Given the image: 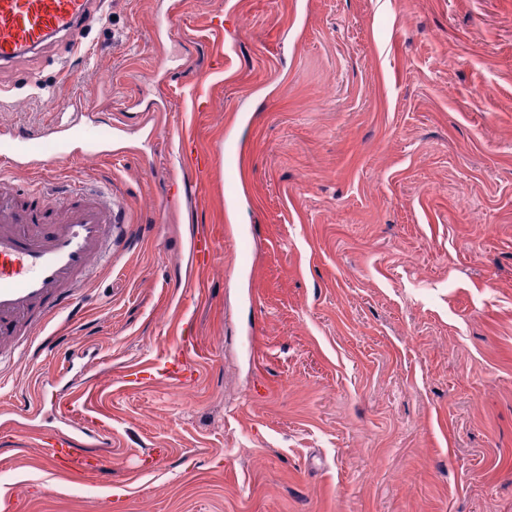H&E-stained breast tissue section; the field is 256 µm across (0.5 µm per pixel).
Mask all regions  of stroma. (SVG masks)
<instances>
[{"instance_id":"obj_1","label":"stroma","mask_w":512,"mask_h":512,"mask_svg":"<svg viewBox=\"0 0 512 512\" xmlns=\"http://www.w3.org/2000/svg\"><path fill=\"white\" fill-rule=\"evenodd\" d=\"M70 98L144 122L16 187L111 184L125 228L0 406L96 373L112 478L0 427V512H512V0H112L0 70V126ZM215 249V242L210 232L206 228H201L192 236L190 241V268L194 274L195 280L204 270L206 259Z\"/></svg>"}]
</instances>
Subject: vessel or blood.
I'll return each instance as SVG.
<instances>
[{
  "label": "vessel or blood",
  "instance_id": "1",
  "mask_svg": "<svg viewBox=\"0 0 512 512\" xmlns=\"http://www.w3.org/2000/svg\"><path fill=\"white\" fill-rule=\"evenodd\" d=\"M103 0H0V68L40 49L60 33L76 34L85 18L99 11ZM95 150L108 140L76 120L49 128L26 127L0 133V366L21 358L19 337L37 330L63 310L77 308L95 262H111L120 237V210L111 190L73 182L68 194L32 206L18 203L7 188L13 171L44 168L50 144L58 159L75 158V143ZM215 249L207 229L190 241V268L201 274ZM54 406L58 428L40 433L53 470L76 471L88 466L84 436L102 439L90 431L87 396L89 383H66Z\"/></svg>",
  "mask_w": 512,
  "mask_h": 512
}]
</instances>
